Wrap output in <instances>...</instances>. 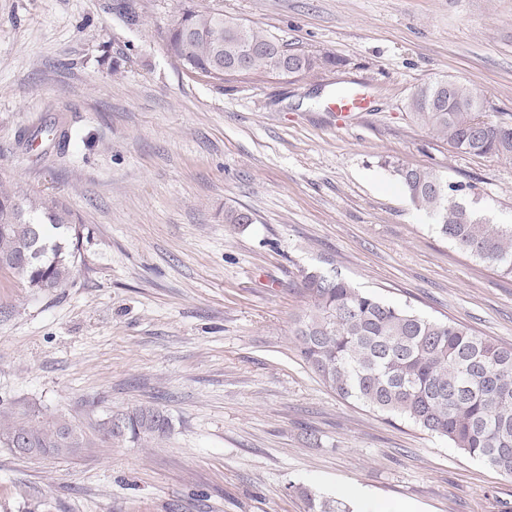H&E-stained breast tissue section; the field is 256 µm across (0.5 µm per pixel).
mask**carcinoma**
I'll return each mask as SVG.
<instances>
[{
    "instance_id": "1",
    "label": "carcinoma",
    "mask_w": 512,
    "mask_h": 512,
    "mask_svg": "<svg viewBox=\"0 0 512 512\" xmlns=\"http://www.w3.org/2000/svg\"><path fill=\"white\" fill-rule=\"evenodd\" d=\"M224 37L214 38V29ZM168 54L184 69L217 84L230 71L262 79L273 73L315 75L335 63L327 53L288 47L270 31L219 10L188 7L165 32ZM409 116L461 153L512 160V114L492 118L486 98L460 81L417 87ZM411 202L462 254L512 277V224H489L464 201L472 186L450 182L431 167L384 160ZM23 204L0 188V258L3 269L29 288H58L73 276L80 230L55 203L39 206L42 218L21 219ZM226 224H251L248 209L224 211ZM309 308L296 336L303 361L330 391L372 411L397 417L448 440L470 458L512 476V347L497 344L452 319L439 320L351 286L336 269H303ZM106 435L156 439L170 430L153 405L110 415ZM22 438L31 448H53L66 457L65 440L83 438L58 418L25 417L0 423V443ZM308 512H350L340 499L288 484Z\"/></svg>"
}]
</instances>
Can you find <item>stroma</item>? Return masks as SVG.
Segmentation results:
<instances>
[{
	"label": "stroma",
	"mask_w": 512,
	"mask_h": 512,
	"mask_svg": "<svg viewBox=\"0 0 512 512\" xmlns=\"http://www.w3.org/2000/svg\"><path fill=\"white\" fill-rule=\"evenodd\" d=\"M188 5L337 63L193 77L164 43ZM440 79L512 114V0H0V181L80 229L66 285L0 271V413L84 438L59 458L0 445V512H307L291 482L353 512L512 507V477L339 398L297 348L309 267L512 346V278L455 250L382 165L434 167L512 222V161L410 120ZM349 92L368 105L341 124ZM149 403L166 437L103 434Z\"/></svg>",
	"instance_id": "1"
}]
</instances>
